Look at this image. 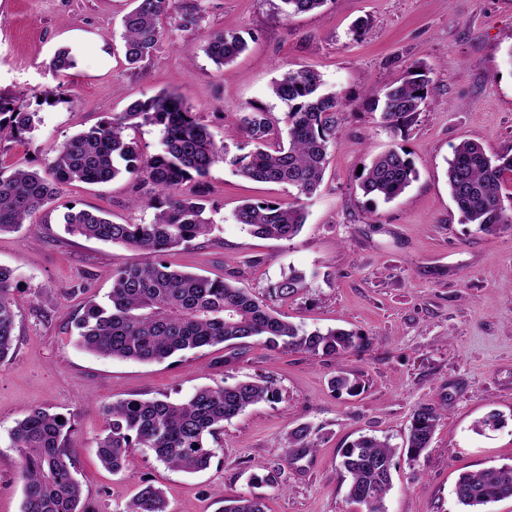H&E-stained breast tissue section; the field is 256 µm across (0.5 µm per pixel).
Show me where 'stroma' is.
Wrapping results in <instances>:
<instances>
[{
    "label": "stroma",
    "instance_id": "35a3bbf8",
    "mask_svg": "<svg viewBox=\"0 0 512 512\" xmlns=\"http://www.w3.org/2000/svg\"><path fill=\"white\" fill-rule=\"evenodd\" d=\"M132 0H0V91L39 111L34 133L0 143V172L43 168L69 136L162 92L180 95L232 153L250 146L236 129L245 107L275 115L287 107L273 80L308 66L329 92L349 102L329 149L307 220L292 240L263 239L237 224L241 200L294 202V188L256 183L215 164L207 177L210 236L171 252L167 262L211 278L233 276L259 298L284 273L308 274V286L275 307L305 329L354 331L360 346L343 359L316 358L250 341L230 365L225 351H182L162 362L99 357L77 343L74 326L87 300L105 301L113 270L138 260L130 248L73 237L63 204L147 224L149 208L131 206L127 175L105 184L65 187L60 207L0 234V266L14 272L15 349L0 365V512H21L23 482L11 431L43 408L73 415L75 476L93 512H122L143 483L160 487L168 512H220L224 499L262 497L266 512H365L347 497L340 451L360 435L396 449L386 512H462L458 477L512 466V225L487 234L462 223L446 177L453 145L479 142L491 156L512 155V0H326L318 11L286 18L278 0H198L199 26L179 12L163 20L155 55L130 68L121 51V17ZM236 32L247 49L219 67L205 54L210 34ZM193 56H185L184 46ZM77 65L69 77L48 64L61 47ZM432 68L435 89L408 127H386L368 92L399 82L410 67ZM69 100L52 103L59 85ZM389 149L404 150L418 178L396 199L365 197L357 171ZM359 377L354 397L332 391L337 371ZM272 380L273 402L226 423L209 468L168 469L151 453L132 454L124 470L96 455L102 405L126 398L182 400L201 386ZM446 405L430 447L409 459L403 446L412 412ZM503 424L477 433L486 414ZM313 445L285 457L279 444L300 425ZM268 484H251L254 471Z\"/></svg>",
    "mask_w": 512,
    "mask_h": 512
}]
</instances>
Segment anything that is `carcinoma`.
Returning <instances> with one entry per match:
<instances>
[{
    "label": "carcinoma",
    "mask_w": 512,
    "mask_h": 512,
    "mask_svg": "<svg viewBox=\"0 0 512 512\" xmlns=\"http://www.w3.org/2000/svg\"><path fill=\"white\" fill-rule=\"evenodd\" d=\"M326 0H279L285 16L306 13ZM179 10L181 27L199 24L200 10L181 0H134L122 17L126 63L137 67L157 51L161 20ZM247 47L233 32L210 36L205 52L216 64L232 62ZM76 67L70 48L58 49L49 68L65 76ZM431 70L415 66L403 81L384 91H372L381 107L383 122L392 129L407 126L425 105L432 90ZM324 80L302 67L284 73L271 86L273 97L286 104L284 118L252 105L241 117L237 133L254 149L229 156L183 99L169 92L131 103L112 119L74 134L58 147L41 170L17 168L0 173V233L14 232L33 222L40 212L57 202L64 187L74 182L108 183L125 173L136 182L151 185V195L133 200L136 206L155 210L148 224H117L85 209L64 205L65 231L78 237L121 243L146 256L112 273L108 303L88 302L76 318L79 345L99 356L140 362L164 360L177 351L224 345L218 364L234 362L252 338L266 346L302 352L314 357L343 358L359 346L360 337L344 329L307 332L275 312L264 300L230 279L175 270L162 259L165 253L185 247L212 232L207 209V176L213 165L228 163L242 178L260 183L286 184L297 191L296 201L283 205L246 200L235 210V221L261 238L291 240L306 223L302 198L312 197L321 186L329 148L336 143L339 114L347 107L339 93L323 90ZM285 123L287 139L279 124ZM39 113L16 104L12 95L0 94V140L33 132ZM146 125L162 132L161 151L148 155L127 130ZM512 172V156L489 157L469 139L452 147L446 171L453 201L464 223L482 232L512 224L503 205V176ZM408 154L390 149L363 167L357 177L363 195L391 201L417 179ZM308 287L307 275L291 270L269 291L286 299ZM13 270L0 266V364L14 348L16 312ZM331 388L356 394L359 382L345 371L330 380ZM266 379L216 384L195 389L183 401L163 398H128L102 407L106 429L96 442L100 462L114 473L127 458L142 449L168 468L195 474L209 468L215 457L210 442L224 423L248 407L277 398ZM442 410L422 405L414 410L405 441L407 455L415 459L430 446ZM71 418L41 408L27 411L11 433L12 447L21 460L24 501L21 512H90L82 485L73 475ZM312 428L300 425L287 435L285 455L311 448ZM395 449L386 440L362 435L343 449L340 470L348 478L349 499L365 505L367 512H384L391 489ZM464 512H486L484 507L512 498V468L487 467L463 474L455 484ZM123 512H167L161 489L144 484ZM223 512H265L262 498L239 496L225 501Z\"/></svg>",
    "instance_id": "cac0c4a2"
}]
</instances>
